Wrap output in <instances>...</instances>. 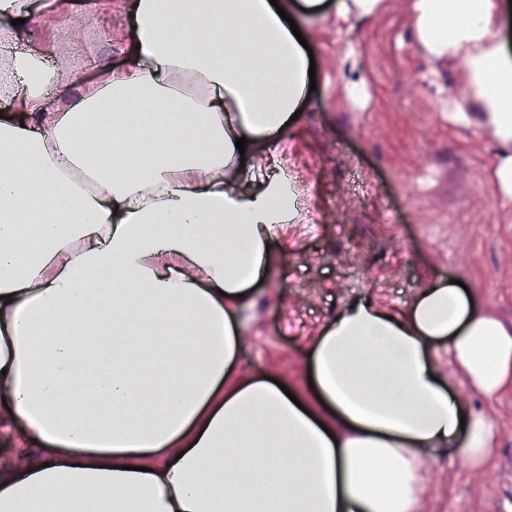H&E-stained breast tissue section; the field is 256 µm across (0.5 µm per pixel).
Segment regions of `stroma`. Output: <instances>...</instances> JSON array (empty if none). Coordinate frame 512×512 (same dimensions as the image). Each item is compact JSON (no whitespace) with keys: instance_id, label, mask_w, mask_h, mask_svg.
<instances>
[{"instance_id":"stroma-1","label":"stroma","mask_w":512,"mask_h":512,"mask_svg":"<svg viewBox=\"0 0 512 512\" xmlns=\"http://www.w3.org/2000/svg\"><path fill=\"white\" fill-rule=\"evenodd\" d=\"M412 3L383 0L364 24L305 23L316 90L288 128L285 158L299 217L277 228L271 273L241 316L244 375L306 388L311 344L345 304L370 297L402 311L438 277L474 289L512 323V201L493 179L499 147L488 127L451 120L449 100L472 103L466 75L413 39ZM111 27L107 14L88 12L56 58L121 63L99 35ZM358 75L369 96L355 105L345 85ZM388 206L398 223L384 222ZM454 391L464 408L491 417L495 453L480 472L444 449L427 458L422 512H495L512 500V392Z\"/></svg>"}]
</instances>
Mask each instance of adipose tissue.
I'll return each mask as SVG.
<instances>
[{"instance_id":"adipose-tissue-1","label":"adipose tissue","mask_w":512,"mask_h":512,"mask_svg":"<svg viewBox=\"0 0 512 512\" xmlns=\"http://www.w3.org/2000/svg\"><path fill=\"white\" fill-rule=\"evenodd\" d=\"M102 2L131 25L120 66L51 62L75 0H0V430L20 443L0 512L48 492L54 512H419L425 451L484 468L493 422L451 386L512 391V325L449 280L400 313L347 304L294 397L237 369L266 245L297 215L265 166L310 98L291 0ZM507 8L412 4L428 56L466 71L478 109L450 118L491 130L511 200Z\"/></svg>"}]
</instances>
